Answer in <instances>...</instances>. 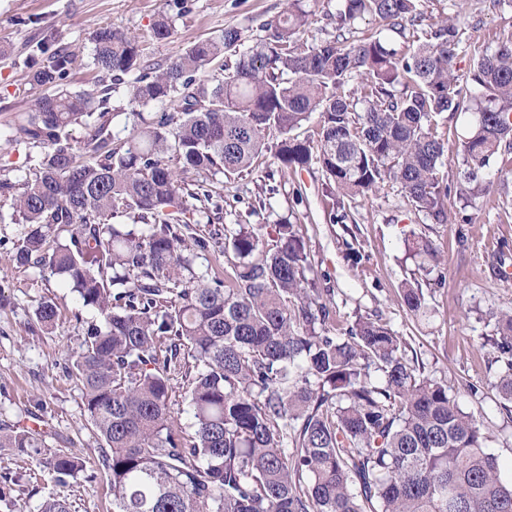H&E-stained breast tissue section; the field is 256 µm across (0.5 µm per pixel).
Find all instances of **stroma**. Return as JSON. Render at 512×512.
I'll return each instance as SVG.
<instances>
[{"mask_svg": "<svg viewBox=\"0 0 512 512\" xmlns=\"http://www.w3.org/2000/svg\"><path fill=\"white\" fill-rule=\"evenodd\" d=\"M286 7L285 0H0V178L23 182L38 164L39 148L10 141L14 127L26 121L35 99L44 95L28 74L40 59L33 53L44 32L59 46L79 51L80 66L71 70L65 89L89 88L98 77L92 64L91 35L102 25L138 35L142 56L164 63L202 40H216L225 28L241 29L247 43L263 36L262 25ZM463 9L467 21L455 60V74L468 82L479 52L512 40V4L490 0H425L435 19ZM171 16L175 31L155 39L151 27L160 11ZM174 102L155 103L133 112L125 88L112 91L107 119L113 134L126 138L159 112L177 111ZM469 116L441 117L438 132L450 152L440 177L448 185L447 221L435 223L410 211L399 187L385 185L349 207L346 223H330L319 165L279 173L272 155L260 157L252 171L235 181L207 177L212 200L225 223L262 225L266 238L282 219L297 224L312 277L333 311L328 327L342 335L356 319L388 325L416 358L426 375L444 380L463 411L482 426L486 450L495 455L504 480H512V416L494 388L497 365L488 341L495 333L494 313L512 310V174L494 181L477 204L459 195L461 157L456 150L467 134ZM269 199L257 210L260 199ZM13 199L0 196V424L43 431L48 444L80 457L84 468L59 485L48 469L13 449L0 448V512H39L58 492L72 512H112L108 473L98 462L102 445L84 412L83 397L68 369L89 325L98 315L79 310L74 293L60 276L39 267H19L13 245L23 226L12 220ZM420 237L431 240L442 261L438 270L420 267L410 250ZM421 285L427 310L415 316L398 302L404 282ZM54 299L61 318L53 329L37 323L33 311L41 297Z\"/></svg>", "mask_w": 512, "mask_h": 512, "instance_id": "35a3bbf8", "label": "stroma"}]
</instances>
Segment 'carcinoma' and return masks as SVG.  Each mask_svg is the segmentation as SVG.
Segmentation results:
<instances>
[{
  "label": "carcinoma",
  "mask_w": 512,
  "mask_h": 512,
  "mask_svg": "<svg viewBox=\"0 0 512 512\" xmlns=\"http://www.w3.org/2000/svg\"><path fill=\"white\" fill-rule=\"evenodd\" d=\"M310 15L306 0H287L251 45L226 28L156 65L142 59L137 36L101 27L94 68L125 86L131 105L175 99L179 111L121 140L105 120L111 87L58 89L13 131L41 148L35 179L13 200L24 224L13 261L48 267L102 319L71 365L102 441L112 512H512V482L486 452L479 422L410 363L399 336L369 319L330 335L295 225H275L272 244L245 224L196 233L216 213L211 190L187 174L243 176L269 150L271 129L281 135L280 171L320 165L333 224L348 219L346 203L385 183L415 213L447 221L443 113L472 116L461 149L471 199L503 174L491 167L512 150V40L482 53L464 87L454 74L461 22L430 21L422 0H336L339 34L317 43L305 38ZM366 16L404 44L341 34ZM34 52L43 58L30 75L38 87L58 88L81 63L52 34ZM225 54L233 65L199 81ZM314 112L316 134H295ZM95 114L84 159L70 128ZM118 216L133 224L112 223ZM58 225L69 227L63 241ZM216 246L222 272L198 263ZM414 255L423 266L437 249L422 237ZM399 298L414 315L425 306L417 284ZM494 317V387L512 402V312ZM35 318L55 327L56 304L40 300ZM177 379L187 428L170 409ZM0 448L37 457L62 485L83 469L34 429L0 426ZM40 512H71L69 500L52 495Z\"/></svg>",
  "instance_id": "obj_1"
}]
</instances>
